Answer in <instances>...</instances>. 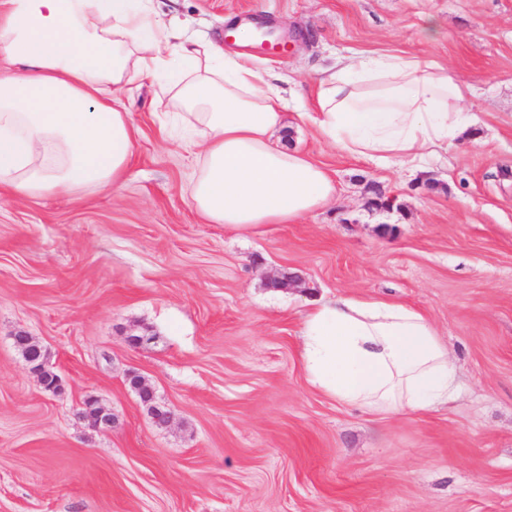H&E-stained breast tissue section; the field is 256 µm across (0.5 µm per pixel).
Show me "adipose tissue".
<instances>
[{"instance_id":"1","label":"adipose tissue","mask_w":512,"mask_h":512,"mask_svg":"<svg viewBox=\"0 0 512 512\" xmlns=\"http://www.w3.org/2000/svg\"><path fill=\"white\" fill-rule=\"evenodd\" d=\"M153 0H0V186L17 197L122 186L135 135L129 95L150 84L166 138L199 147L196 212L231 230L291 224L336 195L327 171L289 148L275 78L216 43H189ZM303 120L326 144L378 163L448 152L472 123L469 90L418 54L337 57ZM312 386L370 412L420 413L458 396L447 346L420 310L375 297L312 303L301 323Z\"/></svg>"}]
</instances>
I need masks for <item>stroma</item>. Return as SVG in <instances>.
Here are the masks:
<instances>
[{
    "instance_id": "stroma-1",
    "label": "stroma",
    "mask_w": 512,
    "mask_h": 512,
    "mask_svg": "<svg viewBox=\"0 0 512 512\" xmlns=\"http://www.w3.org/2000/svg\"><path fill=\"white\" fill-rule=\"evenodd\" d=\"M193 42L294 78L287 145L334 180L332 203L262 234L190 205V151L164 140L150 86L121 189L0 190V512H512V0H153ZM293 36L282 56L226 41L235 22ZM439 34L424 37L427 20ZM422 53L469 85V138L415 171L326 145L301 120L336 55ZM288 273L297 287H271ZM424 312L459 395L423 414L367 412L314 388L310 300ZM59 375L46 390L13 344ZM150 343L130 347L128 336ZM137 373L172 421L153 422ZM95 397L117 417L91 427Z\"/></svg>"
}]
</instances>
